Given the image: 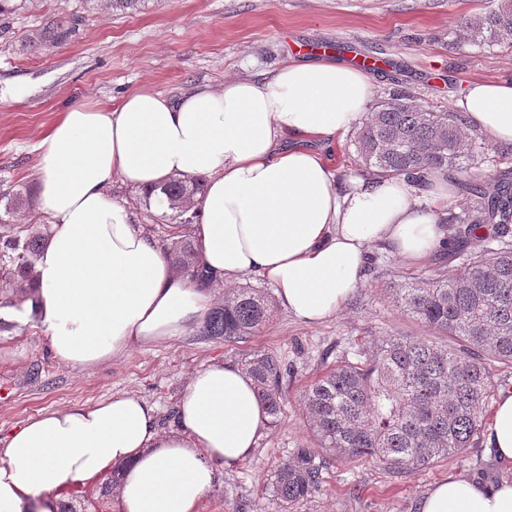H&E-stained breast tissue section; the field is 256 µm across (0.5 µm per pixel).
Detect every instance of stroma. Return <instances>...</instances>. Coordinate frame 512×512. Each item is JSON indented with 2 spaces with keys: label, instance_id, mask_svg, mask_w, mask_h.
Listing matches in <instances>:
<instances>
[{
  "label": "stroma",
  "instance_id": "1",
  "mask_svg": "<svg viewBox=\"0 0 512 512\" xmlns=\"http://www.w3.org/2000/svg\"><path fill=\"white\" fill-rule=\"evenodd\" d=\"M499 0H146L134 14L117 15L86 0H33L10 16L0 33V182L37 189L36 143L61 112L151 89L164 94L225 79L259 78L290 60L324 57L354 65L377 60L374 97L393 82L410 87L419 104L452 110L474 80H512V47L477 45L461 19L496 7ZM80 15L81 23L56 48L32 50L26 38L52 18ZM112 196L126 202L156 238L169 233L167 218L148 208L141 190L114 182ZM375 267L332 318L308 324L273 305L269 321L239 342L192 332L141 347L90 369L56 359L44 334L29 326L0 331V435L38 414L92 405L115 394L144 398L158 408L162 428L174 426V407L189 376L211 360L242 363L253 351L287 364L283 413L269 425L252 457L220 469L197 512H281L272 489L278 464L314 447L302 393L337 357L373 347L390 336L443 344L447 338L396 306L392 289L432 273L452 277L457 263L438 251L422 260L369 249ZM451 476L496 483L512 479V464L498 461L478 436L464 452L406 474L373 461L334 462L323 482L295 512H417L420 498ZM104 480L75 484L63 493L78 512H119L102 497Z\"/></svg>",
  "mask_w": 512,
  "mask_h": 512
}]
</instances>
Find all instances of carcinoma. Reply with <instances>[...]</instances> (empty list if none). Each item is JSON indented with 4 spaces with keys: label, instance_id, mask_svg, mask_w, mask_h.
<instances>
[{
    "label": "carcinoma",
    "instance_id": "carcinoma-1",
    "mask_svg": "<svg viewBox=\"0 0 512 512\" xmlns=\"http://www.w3.org/2000/svg\"><path fill=\"white\" fill-rule=\"evenodd\" d=\"M74 17L53 19L27 38L32 49L55 47L75 29ZM461 25L482 45L512 46V0L500 3ZM461 112H433L418 104L406 88L379 100L354 136L357 161L366 175L406 176L423 181L443 172L469 191L460 215L441 219L448 225L452 256L460 270L393 289L404 311L454 340L442 346L409 336H390L374 355L341 356L328 372L311 381L303 401L318 447L336 460L370 458L404 474L470 447L482 425L483 407L493 392L486 360L512 364V181L488 186L467 178L477 161L466 138ZM202 177L173 178L147 198L172 211L182 226L196 216L202 201ZM9 224L28 205L27 190L8 185L0 190ZM46 242L32 230L25 238L0 236V286L13 289L12 301L35 279V261ZM175 268L192 279L206 278L196 260L194 240L182 235L166 249ZM270 304L248 286L224 293V302L209 312L202 334L227 342L255 335L268 321ZM243 369L254 379L271 422L282 415V383L288 370L272 352L256 350ZM323 464L301 448L274 471L273 492L291 512L319 490Z\"/></svg>",
    "mask_w": 512,
    "mask_h": 512
}]
</instances>
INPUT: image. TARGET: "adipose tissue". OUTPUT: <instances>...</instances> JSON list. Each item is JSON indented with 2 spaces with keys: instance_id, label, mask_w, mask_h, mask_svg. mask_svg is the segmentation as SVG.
<instances>
[{
  "instance_id": "1",
  "label": "adipose tissue",
  "mask_w": 512,
  "mask_h": 512,
  "mask_svg": "<svg viewBox=\"0 0 512 512\" xmlns=\"http://www.w3.org/2000/svg\"><path fill=\"white\" fill-rule=\"evenodd\" d=\"M372 96L367 72L322 59L176 96L142 90L112 108L72 107L36 145L48 237L14 319L42 330L61 362L86 369L186 336L217 289L246 277L269 283L301 321L335 315L361 286L371 245L431 255L456 199L455 180L441 174L337 177L319 145L361 126ZM454 106L492 143L512 145V80L472 81ZM200 176L192 234L207 285L177 270L110 194L116 180L148 190ZM175 422L162 429L156 405L129 394L39 414L0 440V512H57L66 486L115 466L122 512H197L217 469L248 460L269 418L245 370L213 360L190 375ZM487 443L512 462L510 389L495 402ZM417 509L512 512V482L451 476Z\"/></svg>"
}]
</instances>
